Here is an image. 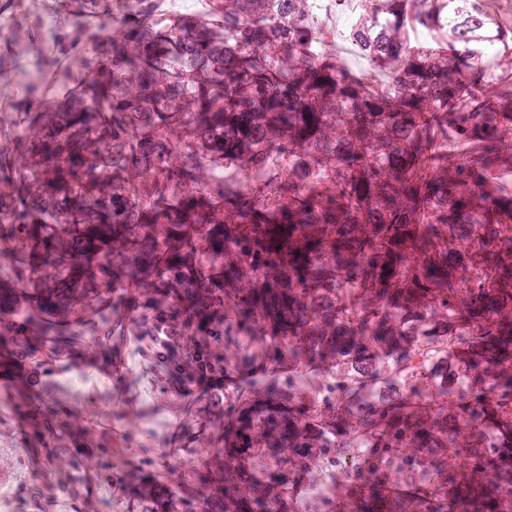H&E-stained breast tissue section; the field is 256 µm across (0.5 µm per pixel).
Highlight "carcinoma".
Returning <instances> with one entry per match:
<instances>
[{"label": "carcinoma", "mask_w": 512, "mask_h": 512, "mask_svg": "<svg viewBox=\"0 0 512 512\" xmlns=\"http://www.w3.org/2000/svg\"><path fill=\"white\" fill-rule=\"evenodd\" d=\"M308 0H208L161 19L158 0H59L65 65L0 128V243L9 292L0 363L22 339L120 361L126 331L162 309L183 360L210 371L331 366L300 392L270 375L202 408L216 449L159 493L124 449L20 376L38 448H106L99 472L148 512H290L291 492L361 436L319 512H512V26L485 0H365L349 38L390 92L320 47ZM104 19L85 38L81 20ZM421 27L446 44L411 43ZM23 21L13 49L36 47ZM493 47L505 77L485 80ZM265 188L213 181L224 166ZM482 242L456 243L467 228ZM456 353L424 358L422 345ZM494 372L493 395L483 386ZM471 375L462 389L463 373ZM267 452L269 474L248 465ZM473 456L491 459L473 468ZM476 485L491 491L474 496Z\"/></svg>", "instance_id": "obj_1"}]
</instances>
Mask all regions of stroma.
<instances>
[{"label":"stroma","instance_id":"1","mask_svg":"<svg viewBox=\"0 0 512 512\" xmlns=\"http://www.w3.org/2000/svg\"><path fill=\"white\" fill-rule=\"evenodd\" d=\"M22 14L28 20H44L40 36L46 57L58 55V38L62 32L54 23L56 0H21ZM311 19L323 32L325 47L337 51L344 66L351 72L361 74L370 71L368 62L357 48L345 37V31L356 20L357 6L354 0L338 8L330 0H310ZM125 368L135 374L134 383L126 387L128 397L135 400L140 408L141 431L136 434L127 456L129 462L146 465L148 472L160 476L162 483L173 486L175 477L168 474L167 466H179L181 471L194 472L195 449L189 448L184 439L185 431L209 433L210 423L201 413L173 412V404L183 405L200 400L199 391L180 396L165 392L161 372L139 355L132 343H125ZM53 405L72 410L83 409L86 405L97 406L102 420L116 422L119 414L113 403L118 391L110 384L98 364L77 363L66 368H56L50 378ZM0 449L16 456L17 465L13 471L0 475V512H36L32 501L36 498L38 486L55 482L57 456L53 449L33 447L30 428H23L20 435L0 442ZM36 475V482H29V475Z\"/></svg>","mask_w":512,"mask_h":512}]
</instances>
